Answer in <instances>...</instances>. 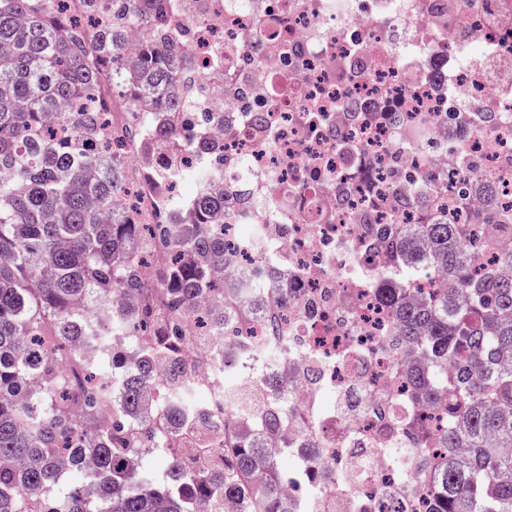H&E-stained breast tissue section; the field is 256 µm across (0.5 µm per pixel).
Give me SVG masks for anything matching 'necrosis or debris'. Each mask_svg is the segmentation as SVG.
<instances>
[{
    "mask_svg": "<svg viewBox=\"0 0 512 512\" xmlns=\"http://www.w3.org/2000/svg\"><path fill=\"white\" fill-rule=\"evenodd\" d=\"M168 23L189 36L204 111L224 115V237L237 245L224 274L252 288L270 264L288 289L284 300L269 294L244 333L281 321V352L264 367L294 394L289 439L319 444L289 502L295 512H429L428 475L390 453L389 417L413 403L369 276L394 266L367 244L428 214L471 223L490 198L506 228L483 254L512 246V0H173ZM109 135L129 170L128 215L166 222L130 113H110ZM421 187L422 210L412 203ZM224 347L220 333L183 344L192 381L211 394L205 425L219 433L225 408L245 420L256 404L248 387L225 397Z\"/></svg>",
    "mask_w": 512,
    "mask_h": 512,
    "instance_id": "obj_1",
    "label": "necrosis or debris"
}]
</instances>
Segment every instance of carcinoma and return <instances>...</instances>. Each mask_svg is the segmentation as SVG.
<instances>
[{"label":"carcinoma","mask_w":512,"mask_h":512,"mask_svg":"<svg viewBox=\"0 0 512 512\" xmlns=\"http://www.w3.org/2000/svg\"><path fill=\"white\" fill-rule=\"evenodd\" d=\"M167 0H83L107 25L90 36L43 0H0V512H212L241 501L240 512H293L281 485L293 470L272 461L266 480L252 475L267 441L288 433L291 394L275 376L261 378L268 399L252 432L224 418V467L198 462L214 448L186 412L201 403L182 356L183 320L205 296L228 297L218 316L233 335L253 321L273 280L240 297L215 278L224 268V151L198 113L197 128L175 129L168 114L203 103L189 46L171 34ZM142 31L136 69L122 63L128 29ZM128 109L152 106L144 147L159 164L148 178L166 196L167 224H132L119 202L128 193L125 158L105 142L106 112L92 104L103 80ZM467 224L425 219L389 224L378 249L410 281L448 277L451 292L408 302L375 271L373 288L396 323L389 344L416 364L404 387L418 404L443 411L432 429L410 418L421 445L391 449L399 461L433 472V512H512V278L461 240ZM159 250L151 275L145 254ZM43 336L58 340L54 350ZM267 344L254 341L263 358ZM249 354V355H251ZM224 353V371L249 362ZM77 359L87 374L67 392L59 365ZM165 421L140 411L156 367ZM164 463L163 481L134 472Z\"/></svg>","instance_id":"cac0c4a2"}]
</instances>
